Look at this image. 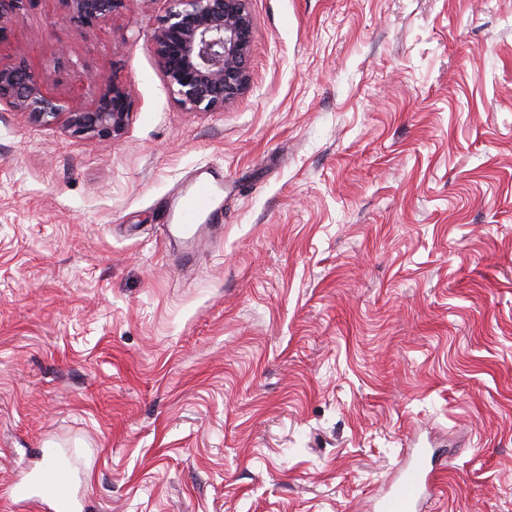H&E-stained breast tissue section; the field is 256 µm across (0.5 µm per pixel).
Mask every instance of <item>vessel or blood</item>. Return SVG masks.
I'll use <instances>...</instances> for the list:
<instances>
[{
  "mask_svg": "<svg viewBox=\"0 0 512 512\" xmlns=\"http://www.w3.org/2000/svg\"><path fill=\"white\" fill-rule=\"evenodd\" d=\"M216 179H195L175 205L176 228L187 241L198 240L206 227L200 218L212 202ZM440 483V472L429 449L409 448L403 452L391 483L375 500L376 512H421L425 500L432 497ZM6 501L16 502L24 512H73L66 470H45L15 484Z\"/></svg>",
  "mask_w": 512,
  "mask_h": 512,
  "instance_id": "vessel-or-blood-1",
  "label": "vessel or blood"
}]
</instances>
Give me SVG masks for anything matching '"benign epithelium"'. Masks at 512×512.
I'll list each match as a JSON object with an SVG mask.
<instances>
[{"label": "benign epithelium", "instance_id": "1", "mask_svg": "<svg viewBox=\"0 0 512 512\" xmlns=\"http://www.w3.org/2000/svg\"><path fill=\"white\" fill-rule=\"evenodd\" d=\"M24 0H0V39L21 18ZM71 22L92 28L126 9L130 0H61ZM151 34L156 66L168 93L185 112H222L250 84L249 54L255 21L249 0H167ZM89 107L46 93L43 76L24 59L0 64V106L22 112L39 126L62 125L74 135L122 136L133 117V93L115 78L100 77Z\"/></svg>", "mask_w": 512, "mask_h": 512}]
</instances>
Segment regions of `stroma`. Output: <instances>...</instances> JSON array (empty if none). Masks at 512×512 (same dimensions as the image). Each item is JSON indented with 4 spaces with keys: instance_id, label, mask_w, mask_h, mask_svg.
<instances>
[{
    "instance_id": "stroma-1",
    "label": "stroma",
    "mask_w": 512,
    "mask_h": 512,
    "mask_svg": "<svg viewBox=\"0 0 512 512\" xmlns=\"http://www.w3.org/2000/svg\"><path fill=\"white\" fill-rule=\"evenodd\" d=\"M251 85L168 95L166 0L0 40L53 96L131 85L122 137L0 106V489L78 512H371L408 439L424 512H512V0H250ZM221 171L218 229L166 235ZM53 487L54 496L44 498V489ZM6 500L27 512H74V502L69 492V477L66 470L57 467L55 470H44L37 475H29L23 483L15 484L7 494H1V501ZM50 503L49 506L48 503Z\"/></svg>"
}]
</instances>
